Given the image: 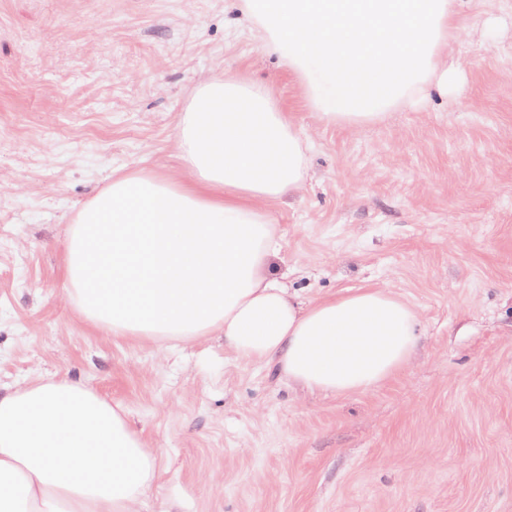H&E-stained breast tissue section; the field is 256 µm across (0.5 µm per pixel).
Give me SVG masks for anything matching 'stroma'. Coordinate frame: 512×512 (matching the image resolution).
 <instances>
[{
  "label": "stroma",
  "instance_id": "obj_1",
  "mask_svg": "<svg viewBox=\"0 0 512 512\" xmlns=\"http://www.w3.org/2000/svg\"><path fill=\"white\" fill-rule=\"evenodd\" d=\"M235 0H0V385L46 373L123 404L158 454L141 512H512V0H464L456 80L350 130L308 112ZM266 80L314 143L271 204L304 300L383 288L419 318L410 362L319 394L204 339L114 337L64 298L63 231L113 171L179 175L203 78Z\"/></svg>",
  "mask_w": 512,
  "mask_h": 512
}]
</instances>
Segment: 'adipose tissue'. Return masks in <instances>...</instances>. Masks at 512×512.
Wrapping results in <instances>:
<instances>
[{
    "mask_svg": "<svg viewBox=\"0 0 512 512\" xmlns=\"http://www.w3.org/2000/svg\"><path fill=\"white\" fill-rule=\"evenodd\" d=\"M458 0H238L265 55L319 120L352 130L447 88ZM182 177L113 174L67 225L64 293L115 337L212 336L278 380L369 389L411 358L418 317L379 288L302 300L274 269L270 203L310 177V142L271 88L237 74L195 88L176 126ZM161 475L127 409L84 380L0 389V512H139Z\"/></svg>",
    "mask_w": 512,
    "mask_h": 512,
    "instance_id": "obj_1",
    "label": "adipose tissue"
}]
</instances>
